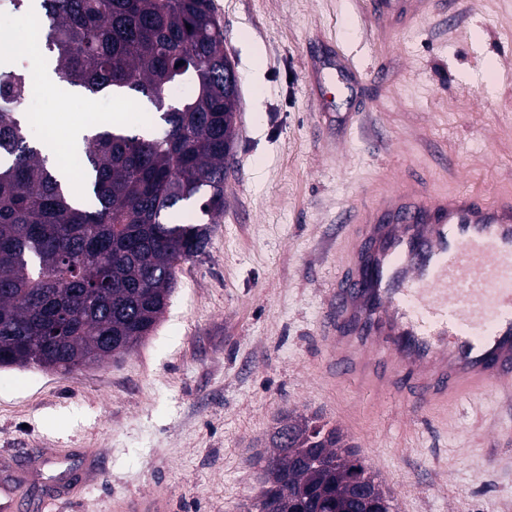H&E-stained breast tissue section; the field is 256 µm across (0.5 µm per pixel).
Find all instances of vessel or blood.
I'll list each match as a JSON object with an SVG mask.
<instances>
[{"mask_svg":"<svg viewBox=\"0 0 512 512\" xmlns=\"http://www.w3.org/2000/svg\"><path fill=\"white\" fill-rule=\"evenodd\" d=\"M377 19L412 20L414 0H373ZM322 84L349 94L346 67L322 61ZM350 273L330 289L323 317L326 377L409 414L456 407L486 395L512 401V195L438 192L404 180L354 210ZM30 472L0 456V512H30V474L73 497L74 468L102 475L100 453L82 463L43 448ZM112 512H172L169 499H113Z\"/></svg>","mask_w":512,"mask_h":512,"instance_id":"1","label":"vessel or blood"}]
</instances>
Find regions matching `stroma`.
I'll use <instances>...</instances> for the list:
<instances>
[{
	"mask_svg": "<svg viewBox=\"0 0 512 512\" xmlns=\"http://www.w3.org/2000/svg\"><path fill=\"white\" fill-rule=\"evenodd\" d=\"M212 3L239 79L224 211L128 354L66 376L0 367V455L105 457V478L46 512H111L136 494L245 512L261 490L254 456L294 411L343 429L396 512H512V409L374 406L327 382L320 338L353 207L409 177L512 193V0H423L400 28L375 21L371 0ZM318 55L359 74L348 101L312 89ZM35 105L72 127L116 101L68 86Z\"/></svg>",
	"mask_w": 512,
	"mask_h": 512,
	"instance_id": "35a3bbf8",
	"label": "stroma"
}]
</instances>
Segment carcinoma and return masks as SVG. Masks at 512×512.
Wrapping results in <instances>:
<instances>
[{
    "label": "carcinoma",
    "mask_w": 512,
    "mask_h": 512,
    "mask_svg": "<svg viewBox=\"0 0 512 512\" xmlns=\"http://www.w3.org/2000/svg\"><path fill=\"white\" fill-rule=\"evenodd\" d=\"M42 16L59 82L143 99L163 130L91 127L75 196L20 111L18 69H0V362L62 373L132 350L164 313L177 265L210 226L169 214L224 212V160L238 96L224 92V30L212 0H9ZM258 456L276 512H395L394 498L340 430L287 415Z\"/></svg>",
    "instance_id": "1"
}]
</instances>
